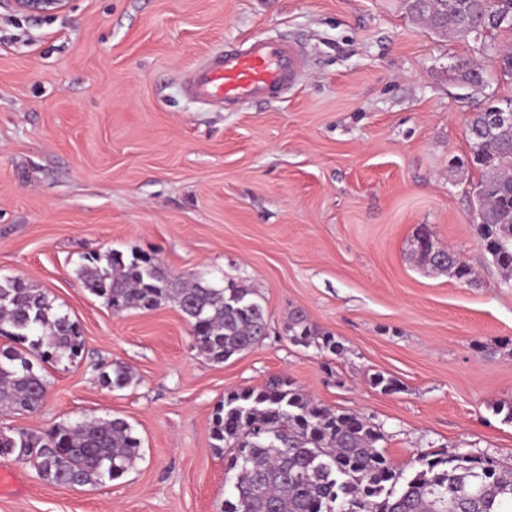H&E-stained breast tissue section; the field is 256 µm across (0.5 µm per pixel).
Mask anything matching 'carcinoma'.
<instances>
[{
  "instance_id": "1",
  "label": "carcinoma",
  "mask_w": 512,
  "mask_h": 512,
  "mask_svg": "<svg viewBox=\"0 0 512 512\" xmlns=\"http://www.w3.org/2000/svg\"><path fill=\"white\" fill-rule=\"evenodd\" d=\"M408 12L433 30L460 37L489 33L509 22L512 0H405ZM455 71L469 85L485 82L483 71L461 60ZM488 112L473 114L466 133L470 162L483 173L474 193L477 234L485 253L512 273V125L493 126ZM423 266L451 270L463 281L473 271L456 255L429 241L415 243ZM82 288L114 310L177 307L192 327L199 354L214 363L253 349L267 337V311L260 295L232 279L215 285L197 273L180 282L149 254L118 251L82 257ZM288 340L323 355L343 347L330 332L291 313ZM0 412L33 413L44 402L47 380L34 370L69 361L83 349L80 326L54 310L48 294L20 277H0ZM104 385L127 386L123 366L101 374ZM211 447L224 456L221 512H512V468L485 465L470 454H424L409 476L392 468L381 450L384 432L360 414L335 412L300 388L273 376L260 387L233 390L216 408ZM140 439L119 417H83L46 434L0 426V456L35 467L44 481L76 487L120 479L139 455Z\"/></svg>"
}]
</instances>
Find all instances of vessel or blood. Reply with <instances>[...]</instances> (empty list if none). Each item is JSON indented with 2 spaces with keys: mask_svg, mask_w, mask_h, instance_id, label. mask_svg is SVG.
I'll list each match as a JSON object with an SVG mask.
<instances>
[{
  "mask_svg": "<svg viewBox=\"0 0 512 512\" xmlns=\"http://www.w3.org/2000/svg\"><path fill=\"white\" fill-rule=\"evenodd\" d=\"M302 68L292 43L258 36L204 57L190 71L185 91L203 104L224 108L267 103L287 95Z\"/></svg>",
  "mask_w": 512,
  "mask_h": 512,
  "instance_id": "b4317fda",
  "label": "vessel or blood"
}]
</instances>
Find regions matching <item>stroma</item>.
<instances>
[{
	"label": "stroma",
	"instance_id": "1",
	"mask_svg": "<svg viewBox=\"0 0 512 512\" xmlns=\"http://www.w3.org/2000/svg\"><path fill=\"white\" fill-rule=\"evenodd\" d=\"M282 36L304 56L288 97L232 109L182 80L217 46ZM431 30L405 0H71L31 17L0 7V276L46 291L82 331L74 361L46 366L40 409L0 418L46 433L120 417L141 440L121 479L40 480L0 457L16 488L0 512H220L213 413L233 390L288 377L317 403L371 416L384 454L470 453L512 466V279L476 232L466 121L512 98L495 48ZM464 56L480 86L451 67ZM473 282L411 258L420 229ZM147 253L174 277L257 289L269 336L216 364L177 308L115 311L86 292L83 256ZM298 309L342 355L293 345ZM128 367L111 389L102 373ZM395 379L390 393L375 374Z\"/></svg>",
	"mask_w": 512,
	"mask_h": 512
}]
</instances>
